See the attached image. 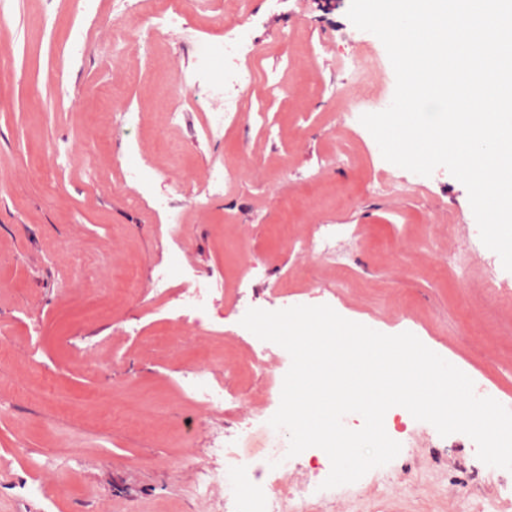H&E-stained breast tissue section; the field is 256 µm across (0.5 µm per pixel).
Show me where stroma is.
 Masks as SVG:
<instances>
[{
    "label": "stroma",
    "instance_id": "obj_1",
    "mask_svg": "<svg viewBox=\"0 0 512 512\" xmlns=\"http://www.w3.org/2000/svg\"><path fill=\"white\" fill-rule=\"evenodd\" d=\"M351 0H195L156 33L154 0H11L0 20V512H214L196 496L197 469H220L210 444L224 414L204 418L184 377L235 394L241 445L288 444L250 419L283 383L276 355L255 375L240 364L249 309L335 306L372 327L408 325L473 382L512 402V307L475 301L469 284L502 270L481 241L466 187L446 168L422 176L387 162L355 117L353 61L375 46L379 94L395 74L374 34L352 30ZM131 33L113 40L114 28ZM354 30V29H353ZM244 32L242 55L223 52ZM210 78L242 65L258 125L176 96L199 61ZM233 174L222 193L209 172ZM142 172L140 180L129 169ZM180 203L179 233L156 199ZM340 225L335 260L294 248L313 225ZM451 224V242L436 227ZM187 266L213 287L197 318H175L154 283L158 266ZM412 447L380 466L371 491L327 489L326 512H396L426 500L470 512L488 465L462 433L416 424Z\"/></svg>",
    "mask_w": 512,
    "mask_h": 512
}]
</instances>
